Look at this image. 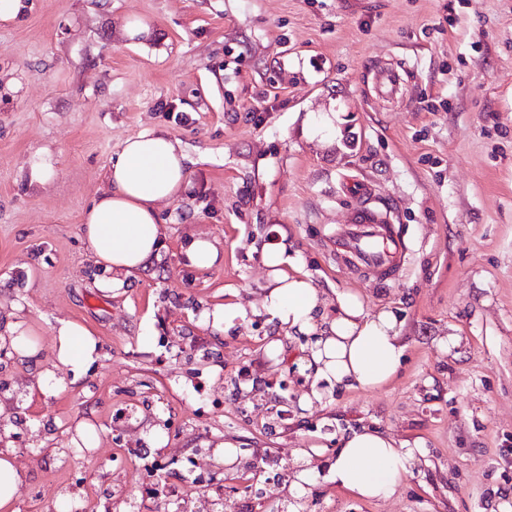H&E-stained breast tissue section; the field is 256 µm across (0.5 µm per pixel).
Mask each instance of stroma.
<instances>
[{"instance_id": "35a3bbf8", "label": "stroma", "mask_w": 512, "mask_h": 512, "mask_svg": "<svg viewBox=\"0 0 512 512\" xmlns=\"http://www.w3.org/2000/svg\"><path fill=\"white\" fill-rule=\"evenodd\" d=\"M152 28L122 37L129 17ZM399 71L396 98L375 73ZM336 130L305 133L311 114ZM164 133L188 184L159 207L166 247L112 290L82 217L128 137ZM50 167L46 183L31 167ZM364 208L403 238L379 281L331 241ZM191 234L221 260L187 268ZM324 294L403 321L397 374L301 409L306 337L259 307L263 248ZM236 313L216 329L206 314ZM98 358L34 389L60 322ZM20 327L38 350L6 343ZM98 445L76 448L80 423ZM371 426L423 454L387 500L336 486L339 438ZM0 450L14 512H500L512 504V0H26L0 23ZM181 487L186 457L222 491L150 499L136 466ZM313 468L304 498L290 485ZM20 482L21 473L11 457L0 451V509L11 507Z\"/></svg>"}]
</instances>
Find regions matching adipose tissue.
<instances>
[{
	"instance_id": "ef3b65f1",
	"label": "adipose tissue",
	"mask_w": 512,
	"mask_h": 512,
	"mask_svg": "<svg viewBox=\"0 0 512 512\" xmlns=\"http://www.w3.org/2000/svg\"><path fill=\"white\" fill-rule=\"evenodd\" d=\"M188 176L178 141L152 132L126 139L84 215L82 234L94 263L129 275L158 255L165 238L158 208L178 198ZM287 250L280 242L264 253L270 289L262 308L290 332L309 337L305 361L316 379L332 388L363 389L391 380L404 350L402 320L389 309L366 312L351 294L339 295L335 316L324 320L319 289L307 277L284 271ZM52 343L57 368L75 378L97 356L92 332L77 323H61ZM420 453V448L399 444L388 433L365 428L343 437L329 466L330 478L359 497L386 500Z\"/></svg>"
}]
</instances>
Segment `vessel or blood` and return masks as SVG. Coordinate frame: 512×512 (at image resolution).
I'll return each mask as SVG.
<instances>
[{"label":"vessel or blood","mask_w":512,"mask_h":512,"mask_svg":"<svg viewBox=\"0 0 512 512\" xmlns=\"http://www.w3.org/2000/svg\"><path fill=\"white\" fill-rule=\"evenodd\" d=\"M335 243L337 252L352 254L378 278H391L401 267L404 245L394 226L371 211H360L352 224L337 232Z\"/></svg>","instance_id":"b4317fda"}]
</instances>
